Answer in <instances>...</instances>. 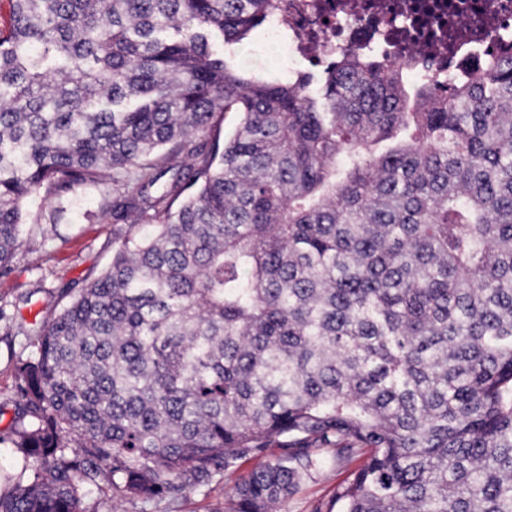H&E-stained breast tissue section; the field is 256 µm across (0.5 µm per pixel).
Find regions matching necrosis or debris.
<instances>
[{"label": "necrosis or debris", "instance_id": "necrosis-or-debris-1", "mask_svg": "<svg viewBox=\"0 0 512 512\" xmlns=\"http://www.w3.org/2000/svg\"><path fill=\"white\" fill-rule=\"evenodd\" d=\"M272 34L289 61L320 63L352 48L414 79H466L512 45V0H280Z\"/></svg>", "mask_w": 512, "mask_h": 512}]
</instances>
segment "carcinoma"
Instances as JSON below:
<instances>
[{"label": "carcinoma", "mask_w": 512, "mask_h": 512, "mask_svg": "<svg viewBox=\"0 0 512 512\" xmlns=\"http://www.w3.org/2000/svg\"><path fill=\"white\" fill-rule=\"evenodd\" d=\"M8 2L0 268L39 189L161 186L28 330L0 512L151 501L272 445L231 512H275L321 447L366 456L329 512H512V51L446 86L352 52L269 77L239 48L278 0Z\"/></svg>", "instance_id": "obj_1"}]
</instances>
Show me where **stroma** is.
I'll return each instance as SVG.
<instances>
[{"label": "stroma", "mask_w": 512, "mask_h": 512, "mask_svg": "<svg viewBox=\"0 0 512 512\" xmlns=\"http://www.w3.org/2000/svg\"><path fill=\"white\" fill-rule=\"evenodd\" d=\"M111 185L77 186L64 198L39 194L28 203L23 227L25 243L9 265L0 269V434H9L14 417L15 367L31 355L34 337L27 329L34 319H51L61 294H78L96 279L112 257L113 239L129 231V223L115 221L113 200L125 196ZM276 449L241 462L238 469L217 472L208 483L157 499L142 509L134 499L115 501L109 489L93 492L90 505L97 512H224L232 487L240 475L272 461ZM328 464L303 477L279 512H326L337 484L348 475L336 467V451H321Z\"/></svg>", "instance_id": "35a3bbf8"}]
</instances>
